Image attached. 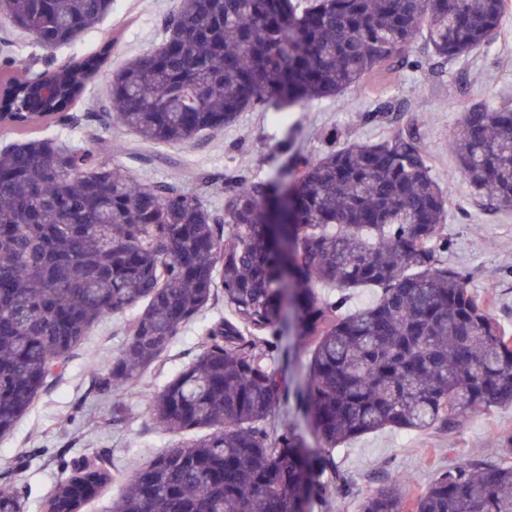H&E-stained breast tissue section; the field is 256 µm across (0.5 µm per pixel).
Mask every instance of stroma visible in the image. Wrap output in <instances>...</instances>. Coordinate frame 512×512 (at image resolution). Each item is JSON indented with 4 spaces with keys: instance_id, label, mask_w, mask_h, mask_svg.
<instances>
[{
    "instance_id": "35a3bbf8",
    "label": "stroma",
    "mask_w": 512,
    "mask_h": 512,
    "mask_svg": "<svg viewBox=\"0 0 512 512\" xmlns=\"http://www.w3.org/2000/svg\"><path fill=\"white\" fill-rule=\"evenodd\" d=\"M179 0H115L97 29L52 53L32 37L0 22V46L15 57L60 63L112 44L108 62L75 111L81 124L61 129L62 137H91L95 150L111 146L108 160L144 184L176 178L195 188L208 178L207 202L222 205L218 188L229 168L252 177L266 176L283 165L284 138L310 155L329 148L327 135L337 131L339 144L376 142L401 130L419 128L434 174L448 193V251L442 260L468 275V286L489 295L495 317L512 328V211L491 208L473 191L448 149L466 105L491 101L512 105V13L491 48L449 63H439L423 39L408 50L409 63L386 83L368 81L344 95L291 107L283 120L258 110L241 113L237 123L206 133L188 146L141 142L104 116L113 73L136 55L154 51L162 23ZM392 103L383 121L368 119L380 101ZM225 314L224 297L183 327L166 355L132 379L121 403L102 394L99 381L112 369L123 347L134 311L111 316L89 331L70 361L38 396L14 429L0 437V487L19 490L24 512H45L55 485L87 458L111 473L110 482L82 512H111L125 477L164 448L181 443L152 418L144 398L163 387L200 351L207 328ZM512 433V406H498L460 419L445 429L424 432L378 431L348 442L336 456L354 482L350 495L335 499L331 512H360L363 499L395 475L408 478L405 491L415 496L438 469L461 465L480 455H494L501 433Z\"/></svg>"
}]
</instances>
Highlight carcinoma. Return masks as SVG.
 <instances>
[{"instance_id":"cac0c4a2","label":"carcinoma","mask_w":512,"mask_h":512,"mask_svg":"<svg viewBox=\"0 0 512 512\" xmlns=\"http://www.w3.org/2000/svg\"><path fill=\"white\" fill-rule=\"evenodd\" d=\"M115 0H0V21L46 51L68 45ZM512 0H180L159 48L112 80L108 111L142 141L186 146L248 109L277 114L331 99L406 61L421 36L444 62L490 46ZM110 47L47 67L0 59V117L27 138L0 146V436L102 320L138 309L100 381L120 401L182 327L224 288L228 315L148 408L187 439L124 480L113 512H327L353 480L336 463L350 440L421 432L512 406V332L448 252V195L416 130L302 155L255 180L224 173V205L177 181L139 183L83 141L28 135L69 126ZM449 147L478 196L512 210V106L474 104ZM339 288L326 296L320 287ZM376 299L346 309L348 292ZM308 355L288 384L271 362ZM317 438L273 431L280 393ZM494 457L439 471L415 497L395 481L361 512H512V435ZM108 481L84 466L46 512H80ZM0 512H24L0 488Z\"/></svg>"}]
</instances>
